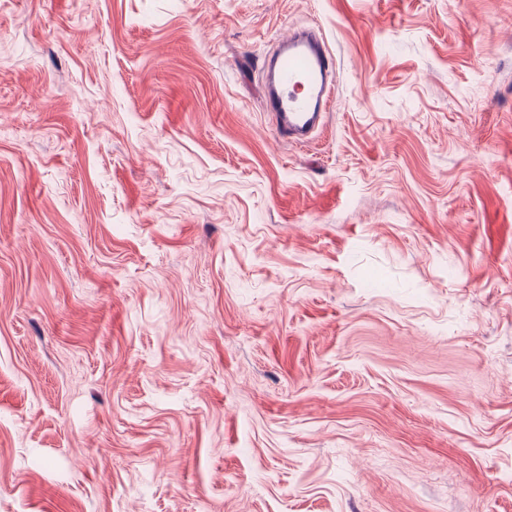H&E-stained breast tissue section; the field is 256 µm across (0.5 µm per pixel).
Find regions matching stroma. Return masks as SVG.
I'll list each match as a JSON object with an SVG mask.
<instances>
[{
  "instance_id": "stroma-1",
  "label": "stroma",
  "mask_w": 512,
  "mask_h": 512,
  "mask_svg": "<svg viewBox=\"0 0 512 512\" xmlns=\"http://www.w3.org/2000/svg\"><path fill=\"white\" fill-rule=\"evenodd\" d=\"M0 512H512V0H0ZM336 58L319 27L294 30L263 65L264 111L279 139L306 145L335 101Z\"/></svg>"
}]
</instances>
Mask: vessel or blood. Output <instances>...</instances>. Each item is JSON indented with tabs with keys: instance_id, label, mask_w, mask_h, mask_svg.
Masks as SVG:
<instances>
[{
	"instance_id": "b4317fda",
	"label": "vessel or blood",
	"mask_w": 512,
	"mask_h": 512,
	"mask_svg": "<svg viewBox=\"0 0 512 512\" xmlns=\"http://www.w3.org/2000/svg\"><path fill=\"white\" fill-rule=\"evenodd\" d=\"M336 58L319 27L294 30L263 65L264 110L278 138L313 140L335 101Z\"/></svg>"
}]
</instances>
